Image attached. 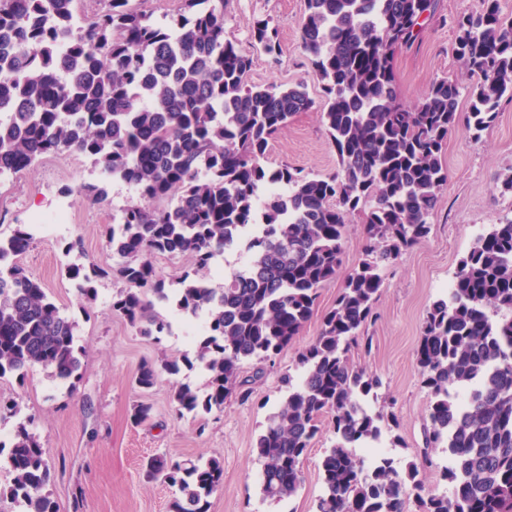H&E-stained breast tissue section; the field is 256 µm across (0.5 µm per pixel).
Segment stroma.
Wrapping results in <instances>:
<instances>
[{"label":"stroma","mask_w":512,"mask_h":512,"mask_svg":"<svg viewBox=\"0 0 512 512\" xmlns=\"http://www.w3.org/2000/svg\"><path fill=\"white\" fill-rule=\"evenodd\" d=\"M305 0H225L224 37L248 50L253 58L249 84L304 86L313 106L297 113L269 142L265 166L288 165L312 176L338 172L336 151L321 123L324 104L321 86L301 41L299 22ZM483 0H440L438 17L429 22L422 40L411 49L396 51L393 66L402 102L419 101L428 86L441 77L458 79L463 87L474 80L465 74L455 54L453 17L476 13ZM268 20L278 31V61L253 47L250 27ZM448 181L430 218L427 237L403 251L392 264L380 268L383 286L373 303V318L363 327L350 357L382 383L381 401L374 410L394 415L397 428L383 434L380 444L398 467L430 456L432 467L421 477L427 492L447 489L439 467L448 460L443 448H427L428 392L417 363L424 318L431 305L446 298L460 259L490 225L512 218V193L502 191L500 176L512 169V100L501 101L498 117L480 140L463 129L448 134L442 155ZM100 174L81 153L47 154L31 167L0 182V233L26 223L31 212H48L68 201L71 221L53 225L49 236H36L17 262L38 280L61 314L75 323V347L80 368L67 380L41 365L24 375L0 378V398L16 401L17 417L0 420V441L9 442L17 422L26 423L46 451L51 479L45 488L56 512H170L177 488L147 481L144 464L162 455L172 460L216 457L224 463V480L210 497L209 512H317L322 491L321 461L335 440L330 418H322L320 432L307 449L304 482L290 499H263L262 463L255 443L271 416L285 400L290 386L303 374L301 351L319 335L322 319L342 289V277L365 258L363 217H350L343 235L341 276L319 290L318 305L298 336L273 360L241 366L242 376L262 367L249 401L236 398L223 408L179 415L172 394L182 385L205 391L208 372L201 364L187 365L205 332L207 317L198 314L188 327L186 314L172 302L154 300L155 312L169 323L161 337L141 334L112 309V300L126 283L116 273L120 264L107 242L113 218L136 202L134 187L122 182L107 185V198L95 203L80 194ZM92 265L94 302L79 293L66 273L68 264ZM179 360V374L162 375L148 390L136 383L142 362ZM151 405L149 420L132 417L134 405Z\"/></svg>","instance_id":"stroma-1"}]
</instances>
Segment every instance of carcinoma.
<instances>
[{"label": "carcinoma", "mask_w": 512, "mask_h": 512, "mask_svg": "<svg viewBox=\"0 0 512 512\" xmlns=\"http://www.w3.org/2000/svg\"><path fill=\"white\" fill-rule=\"evenodd\" d=\"M73 2L0 0V110L8 112L0 118V173L76 150L99 168L100 180L82 187L90 200L103 202L111 181L136 188L138 200L108 233L128 284L112 310L146 335L169 328L152 310L150 297L168 299L153 256L193 258L176 306L207 311L196 356L210 378L203 395L179 387L175 411L210 412L232 395L251 398L241 364L269 360L298 335L319 288L340 269L347 217L361 213L366 259L300 353L302 382L256 441L263 496L297 493L302 458L329 414L336 443L321 463L317 512H405L410 500L418 512H512V317L492 315L512 311V219L492 225L460 259L449 297L434 302L423 323L417 362L430 395L426 445L448 450L441 478L450 493H425L421 463L400 472L381 458L365 469L354 445L397 421L365 407L380 381L349 357L381 288L379 267L430 231L448 180V133L462 124L478 136L496 121L501 99L512 98V18L499 0L454 20L459 58L479 78L463 118L459 82L437 79L409 107L393 68L395 51L421 39L440 0H306L301 40L323 85L321 119L339 164L327 177L263 164L272 137L313 101L300 86L247 84L252 58L224 38V0H183L162 24L131 0H104L78 23ZM251 39L268 55L279 51L267 20L253 22ZM248 224L260 229L247 241V269L219 291L206 286L199 272ZM32 241L27 224L0 238V378L39 364L67 379L80 368L74 322L20 266L6 264ZM68 274L94 295L95 269L72 264ZM164 372L176 374L177 363L145 361L137 384L150 389ZM0 465L12 474L1 500L23 512H56L43 493L45 450L24 423L10 446L0 443ZM144 473L178 489L171 512H209L224 466L217 458L153 456Z\"/></svg>", "instance_id": "carcinoma-1"}]
</instances>
